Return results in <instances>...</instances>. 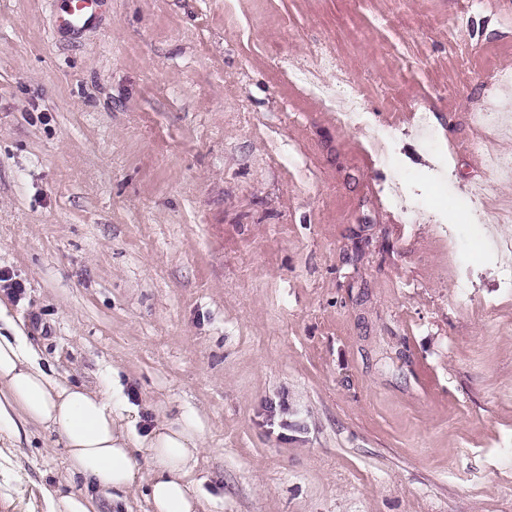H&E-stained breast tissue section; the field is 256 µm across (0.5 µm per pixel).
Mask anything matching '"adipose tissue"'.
Returning <instances> with one entry per match:
<instances>
[{
  "mask_svg": "<svg viewBox=\"0 0 512 512\" xmlns=\"http://www.w3.org/2000/svg\"><path fill=\"white\" fill-rule=\"evenodd\" d=\"M60 435L71 477L103 494L148 484L152 512H199L187 478L202 446L188 426L161 421L138 436L105 391L65 383L47 372L27 336L0 335V441L21 447L30 430Z\"/></svg>",
  "mask_w": 512,
  "mask_h": 512,
  "instance_id": "1",
  "label": "adipose tissue"
}]
</instances>
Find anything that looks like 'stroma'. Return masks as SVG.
Masks as SVG:
<instances>
[{"label": "stroma", "instance_id": "stroma-1", "mask_svg": "<svg viewBox=\"0 0 512 512\" xmlns=\"http://www.w3.org/2000/svg\"><path fill=\"white\" fill-rule=\"evenodd\" d=\"M61 2L0 0V333L189 425L201 512H512V131L469 120L512 117V0ZM70 492L59 435L0 447V512ZM109 0H66V8L55 20L58 31L77 34L91 27Z\"/></svg>", "mask_w": 512, "mask_h": 512}]
</instances>
